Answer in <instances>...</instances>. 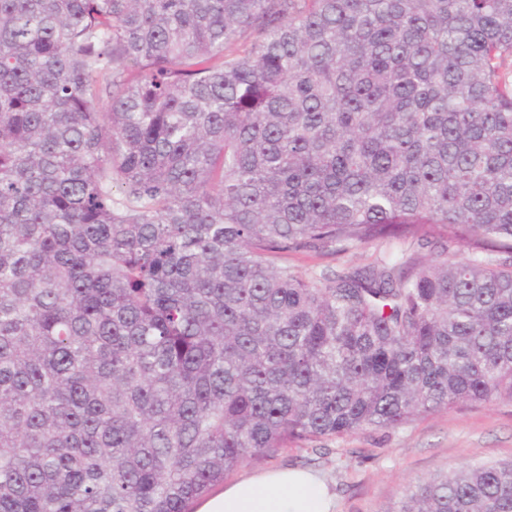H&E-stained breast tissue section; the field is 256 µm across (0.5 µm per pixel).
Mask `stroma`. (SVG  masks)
I'll use <instances>...</instances> for the list:
<instances>
[{
	"mask_svg": "<svg viewBox=\"0 0 512 512\" xmlns=\"http://www.w3.org/2000/svg\"><path fill=\"white\" fill-rule=\"evenodd\" d=\"M399 241L375 242L322 257L289 253L286 262L308 276L400 258ZM512 459V402L438 410L388 429L301 441L249 462L230 480L281 467L318 474L336 502L335 512H388L408 483L477 463Z\"/></svg>",
	"mask_w": 512,
	"mask_h": 512,
	"instance_id": "stroma-1",
	"label": "stroma"
}]
</instances>
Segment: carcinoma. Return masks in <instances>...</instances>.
<instances>
[{
  "mask_svg": "<svg viewBox=\"0 0 512 512\" xmlns=\"http://www.w3.org/2000/svg\"><path fill=\"white\" fill-rule=\"evenodd\" d=\"M393 239L434 249L273 262ZM499 400L512 0H0V512ZM391 512H512V460ZM406 248L401 242H375L368 245L352 248L346 253L336 256L322 257L314 252L299 251L290 252L285 259L286 263L296 272L310 276L320 274L322 271L363 267L382 258L397 259L401 257Z\"/></svg>",
  "mask_w": 512,
  "mask_h": 512,
  "instance_id": "1",
  "label": "carcinoma"
}]
</instances>
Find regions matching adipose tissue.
Instances as JSON below:
<instances>
[{
	"mask_svg": "<svg viewBox=\"0 0 512 512\" xmlns=\"http://www.w3.org/2000/svg\"><path fill=\"white\" fill-rule=\"evenodd\" d=\"M195 512H333V505L316 474L286 468L228 483Z\"/></svg>",
	"mask_w": 512,
	"mask_h": 512,
	"instance_id": "1",
	"label": "adipose tissue"
}]
</instances>
